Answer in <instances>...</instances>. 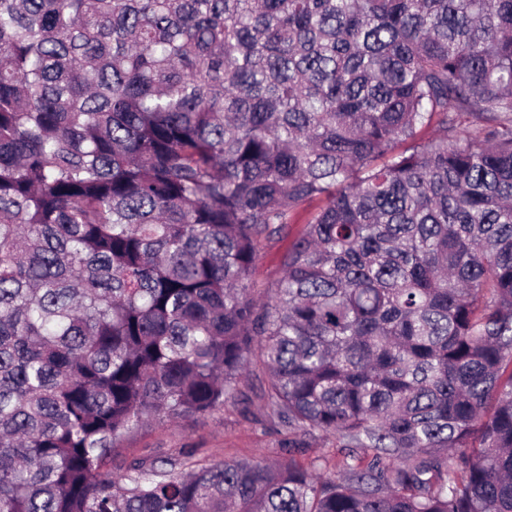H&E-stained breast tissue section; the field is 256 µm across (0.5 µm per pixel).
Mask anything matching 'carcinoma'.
<instances>
[{
	"label": "carcinoma",
	"mask_w": 512,
	"mask_h": 512,
	"mask_svg": "<svg viewBox=\"0 0 512 512\" xmlns=\"http://www.w3.org/2000/svg\"><path fill=\"white\" fill-rule=\"evenodd\" d=\"M0 512H512V0H0ZM290 238L276 243H263L259 247L258 261L255 271L256 292L262 297L265 288L271 287L281 275V258L288 250ZM264 385L265 376L256 368L241 386L252 403L229 401L224 408L202 415L143 425L121 442L116 463L149 452L177 454L182 448L193 454L186 467L219 460L274 462L282 448H288V435L260 409L258 396ZM298 442L305 443L309 448L306 452L295 454L298 462L308 465L315 457H325L326 462L321 459L318 463L327 470H334L336 464V436L332 433H317L314 437L297 438Z\"/></svg>",
	"instance_id": "1"
}]
</instances>
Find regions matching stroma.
Masks as SVG:
<instances>
[{
  "label": "stroma",
  "mask_w": 512,
  "mask_h": 512,
  "mask_svg": "<svg viewBox=\"0 0 512 512\" xmlns=\"http://www.w3.org/2000/svg\"><path fill=\"white\" fill-rule=\"evenodd\" d=\"M265 385L261 371L247 375L243 386L249 403L226 402L223 408L165 423H148L128 434L119 456L130 459L149 452L190 451L189 465L219 460L271 463L288 445V435L276 419L266 416L258 397Z\"/></svg>",
  "instance_id": "stroma-1"
}]
</instances>
